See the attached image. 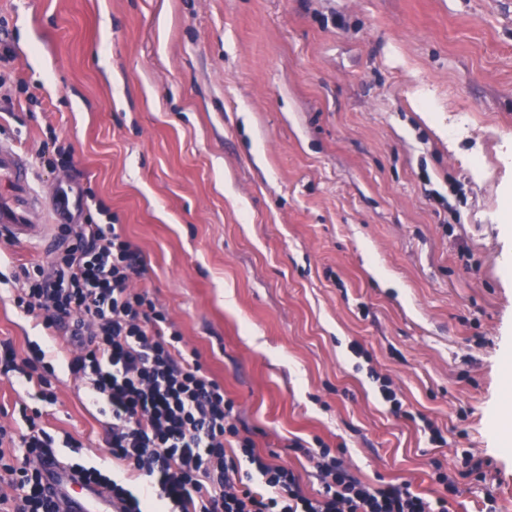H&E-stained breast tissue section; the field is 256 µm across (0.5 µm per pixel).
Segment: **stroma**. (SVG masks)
<instances>
[{
  "label": "stroma",
  "instance_id": "obj_1",
  "mask_svg": "<svg viewBox=\"0 0 512 512\" xmlns=\"http://www.w3.org/2000/svg\"><path fill=\"white\" fill-rule=\"evenodd\" d=\"M4 48L0 140L43 193L69 185L77 220L122 226L133 287L257 452L309 495L298 443L431 501L447 473L448 512L489 493L512 512V0H0ZM46 258L0 243L21 358L49 338L14 303L18 266ZM54 368L50 403L0 373V425L40 410L79 442L60 458L111 470L105 403Z\"/></svg>",
  "mask_w": 512,
  "mask_h": 512
}]
</instances>
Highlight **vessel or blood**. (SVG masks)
I'll list each match as a JSON object with an SVG mask.
<instances>
[{
    "instance_id": "b4317fda",
    "label": "vessel or blood",
    "mask_w": 512,
    "mask_h": 512,
    "mask_svg": "<svg viewBox=\"0 0 512 512\" xmlns=\"http://www.w3.org/2000/svg\"><path fill=\"white\" fill-rule=\"evenodd\" d=\"M67 190L56 189L52 199L32 184L30 169L15 146L0 141V241L28 243L44 237L40 220L45 210L66 215L70 212ZM44 493L59 504L61 512H121L108 491L84 483L60 457L39 463Z\"/></svg>"
}]
</instances>
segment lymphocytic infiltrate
<instances>
[{
  "label": "lymphocytic infiltrate",
  "instance_id": "lymphocytic-infiltrate-1",
  "mask_svg": "<svg viewBox=\"0 0 512 512\" xmlns=\"http://www.w3.org/2000/svg\"><path fill=\"white\" fill-rule=\"evenodd\" d=\"M58 238L48 262L21 268L15 303L26 313L42 312L44 327L68 355L69 373L91 399L108 405L107 452L118 472L80 464L75 470L106 487L122 512H448L447 498L430 501L406 482L362 484L325 448L315 462L323 490L306 495L293 470L256 452L223 387L198 358L185 356L181 334L147 293L131 288L145 262L121 225L62 224ZM0 360L20 365L40 399L53 401L44 351L21 360L6 342ZM25 422L23 455L9 458L0 449L10 486L0 494V512H58L43 494L38 467L52 455L54 439L34 417ZM243 457L250 471H242ZM132 476L144 479L140 491L128 485Z\"/></svg>",
  "mask_w": 512,
  "mask_h": 512
}]
</instances>
